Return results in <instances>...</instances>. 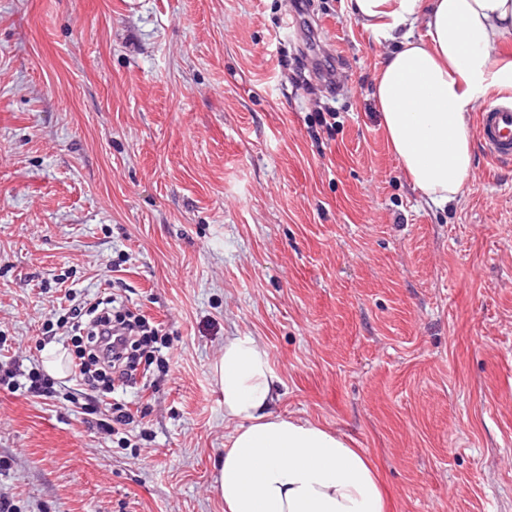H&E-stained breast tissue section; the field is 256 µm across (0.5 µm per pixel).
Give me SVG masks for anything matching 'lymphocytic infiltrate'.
Segmentation results:
<instances>
[{
  "label": "lymphocytic infiltrate",
  "mask_w": 512,
  "mask_h": 512,
  "mask_svg": "<svg viewBox=\"0 0 512 512\" xmlns=\"http://www.w3.org/2000/svg\"><path fill=\"white\" fill-rule=\"evenodd\" d=\"M61 325L75 349L77 381L90 391L91 401L104 406L99 427L118 432L132 423L133 415L124 404L108 402V395L135 385L141 371L169 364L157 325L115 297L87 308L71 307Z\"/></svg>",
  "instance_id": "obj_1"
}]
</instances>
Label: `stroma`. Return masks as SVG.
I'll return each instance as SVG.
<instances>
[{"instance_id":"stroma-1","label":"stroma","mask_w":512,"mask_h":512,"mask_svg":"<svg viewBox=\"0 0 512 512\" xmlns=\"http://www.w3.org/2000/svg\"><path fill=\"white\" fill-rule=\"evenodd\" d=\"M291 2L0 0V359L115 294L170 339L168 370L115 392L120 435L71 377L0 389L18 512H224L212 365L238 335L276 412L373 458L386 512H512V167L474 148L428 204L372 96L388 42L349 0L296 37ZM316 58L335 85H295Z\"/></svg>"}]
</instances>
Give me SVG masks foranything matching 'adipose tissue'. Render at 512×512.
<instances>
[{"label":"adipose tissue","instance_id":"1","mask_svg":"<svg viewBox=\"0 0 512 512\" xmlns=\"http://www.w3.org/2000/svg\"><path fill=\"white\" fill-rule=\"evenodd\" d=\"M350 8L392 45L374 78L390 146L413 186L446 205L472 167L471 112L491 90H512V62L495 54L512 33V0H350ZM212 374L234 425L214 486L224 512H386L364 449L274 411L282 380L257 338L226 337Z\"/></svg>","mask_w":512,"mask_h":512}]
</instances>
